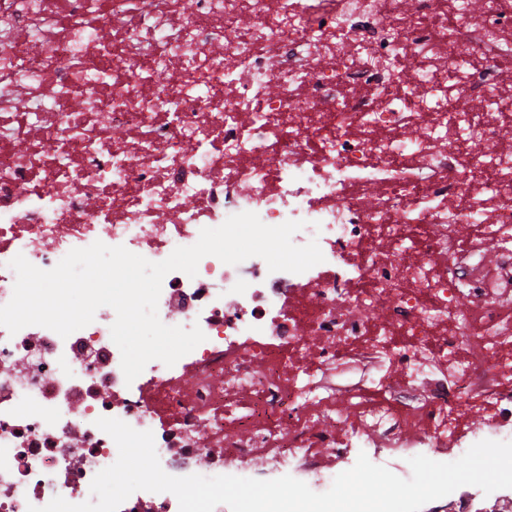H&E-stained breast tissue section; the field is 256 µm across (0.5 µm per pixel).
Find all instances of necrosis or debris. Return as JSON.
Listing matches in <instances>:
<instances>
[{"mask_svg": "<svg viewBox=\"0 0 512 512\" xmlns=\"http://www.w3.org/2000/svg\"><path fill=\"white\" fill-rule=\"evenodd\" d=\"M511 131L512 0H0V305L16 255L160 262L245 211L324 255L170 272L160 320L206 339L130 383L111 307L0 326V512L85 502L118 457L101 417L170 475L318 493L328 459L406 478L512 441ZM355 356L371 384H330ZM452 497L512 512V488Z\"/></svg>", "mask_w": 512, "mask_h": 512, "instance_id": "4bbe7bcc", "label": "necrosis or debris"}]
</instances>
